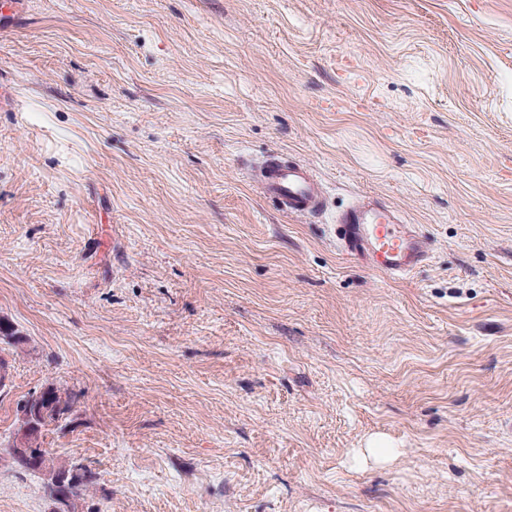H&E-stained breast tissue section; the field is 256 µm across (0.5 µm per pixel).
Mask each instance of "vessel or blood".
I'll list each match as a JSON object with an SVG mask.
<instances>
[{
	"label": "vessel or blood",
	"instance_id": "vessel-or-blood-1",
	"mask_svg": "<svg viewBox=\"0 0 512 512\" xmlns=\"http://www.w3.org/2000/svg\"><path fill=\"white\" fill-rule=\"evenodd\" d=\"M251 176L261 192L285 214H318L327 198L322 182L306 165L272 157ZM344 255L391 277L413 272L428 258V242L417 225L381 200L364 196L336 217Z\"/></svg>",
	"mask_w": 512,
	"mask_h": 512
}]
</instances>
